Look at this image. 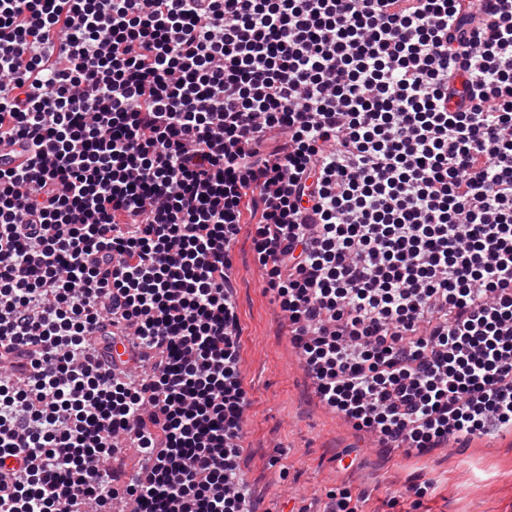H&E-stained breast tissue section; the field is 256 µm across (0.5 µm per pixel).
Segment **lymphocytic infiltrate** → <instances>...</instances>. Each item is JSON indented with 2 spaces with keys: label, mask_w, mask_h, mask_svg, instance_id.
<instances>
[{
  "label": "lymphocytic infiltrate",
  "mask_w": 512,
  "mask_h": 512,
  "mask_svg": "<svg viewBox=\"0 0 512 512\" xmlns=\"http://www.w3.org/2000/svg\"><path fill=\"white\" fill-rule=\"evenodd\" d=\"M5 137L0 512H255L251 219L328 408L512 432V0H0Z\"/></svg>",
  "instance_id": "lymphocytic-infiltrate-1"
}]
</instances>
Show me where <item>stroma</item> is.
Segmentation results:
<instances>
[{"label": "stroma", "mask_w": 512, "mask_h": 512, "mask_svg": "<svg viewBox=\"0 0 512 512\" xmlns=\"http://www.w3.org/2000/svg\"><path fill=\"white\" fill-rule=\"evenodd\" d=\"M253 226L232 245L240 327V376L249 405L239 469L259 512H512V433L421 456L386 448L341 423L313 393L285 319L254 259ZM415 485L417 495L406 496Z\"/></svg>", "instance_id": "obj_1"}]
</instances>
